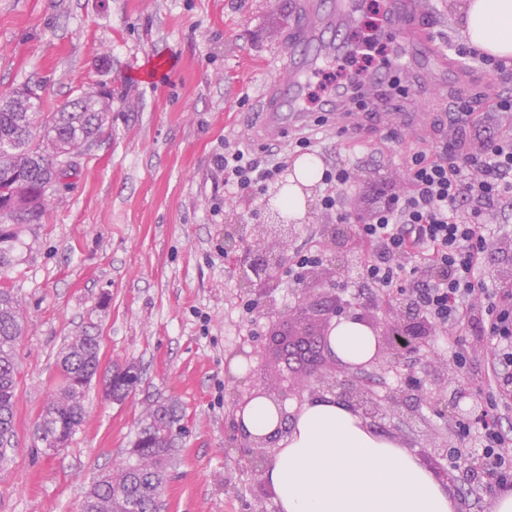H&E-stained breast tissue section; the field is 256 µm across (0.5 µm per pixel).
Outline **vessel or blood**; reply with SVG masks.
Wrapping results in <instances>:
<instances>
[{
    "instance_id": "vessel-or-blood-1",
    "label": "vessel or blood",
    "mask_w": 512,
    "mask_h": 512,
    "mask_svg": "<svg viewBox=\"0 0 512 512\" xmlns=\"http://www.w3.org/2000/svg\"><path fill=\"white\" fill-rule=\"evenodd\" d=\"M361 6V0H298L279 55L289 80L274 81L264 87L261 119L251 127L252 137L278 145L286 130L309 128V84L327 60L354 53V46L339 40L337 33L355 22ZM431 13L430 0H382L376 35L394 44L396 52L382 64L376 77L339 89L321 102L319 109L326 112L331 125L340 129L352 127L365 116L378 117L385 128L398 125L397 113L384 109L389 73L398 68L412 73L413 90H421L430 83L450 84L456 97L470 96L466 68L449 66L446 42L425 24Z\"/></svg>"
}]
</instances>
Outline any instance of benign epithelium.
<instances>
[{"instance_id": "obj_1", "label": "benign epithelium", "mask_w": 512, "mask_h": 512, "mask_svg": "<svg viewBox=\"0 0 512 512\" xmlns=\"http://www.w3.org/2000/svg\"><path fill=\"white\" fill-rule=\"evenodd\" d=\"M279 184L269 190L262 213L255 216L245 214L231 206L224 213V252L232 256L253 255L248 263L238 266L241 287L257 296L267 297L280 287L279 271L291 261L289 242L296 234L300 217L290 218L272 203L282 191ZM356 237L350 224H326L323 227V247L330 256V264L322 262L310 267L299 279L298 305L280 313L269 307L267 314L277 318L274 330L266 337L265 344L249 352L239 354L249 359L261 357L272 351L278 362L273 386L264 370L257 366L249 369L246 379L250 381L247 394L238 387L229 392L233 411L243 410L251 401L262 398L285 413V401L292 396L307 392L312 397L331 395L350 406L365 422H372L380 415V404L364 387L359 375L369 368L393 369L416 351L419 340L430 335V328L420 316L412 312L411 304L399 301L388 306L385 318L377 313V304H349L336 301L325 293L324 283L328 267L342 262L355 248ZM345 316L369 327L375 335L374 355L366 362L354 364L340 359L333 350L330 336L337 318ZM311 330L319 336V355L311 362L296 348L286 345L290 336H301ZM442 376L451 380L449 397L433 400L435 409L452 415L472 414L479 403L472 399L470 383L459 378L454 367L447 362L435 365ZM422 386L405 384L395 387L388 396L389 409L399 415L405 414L409 401ZM283 431L272 434H251L234 425L237 447L248 457L251 470L260 477L272 461L270 449L282 437ZM454 465L458 477L473 482L477 463L468 454L456 452Z\"/></svg>"}]
</instances>
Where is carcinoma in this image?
Here are the masks:
<instances>
[{
    "label": "carcinoma",
    "instance_id": "obj_1",
    "mask_svg": "<svg viewBox=\"0 0 512 512\" xmlns=\"http://www.w3.org/2000/svg\"><path fill=\"white\" fill-rule=\"evenodd\" d=\"M33 111L16 105V94L0 97V274L13 265L19 235L42 223L48 198L65 190L79 157L105 131L110 95L85 92L56 108L43 110L37 90L26 89ZM25 329L17 301L0 288V469L11 460L17 397L16 346ZM100 345L88 333L72 336L60 352L53 396L38 417V441L46 448L67 442L82 425L85 392L98 373ZM133 365L116 369L103 383L118 398L130 392ZM174 404L156 401L145 412L124 470L106 473L85 492L82 512H160V496L175 448Z\"/></svg>",
    "mask_w": 512,
    "mask_h": 512
}]
</instances>
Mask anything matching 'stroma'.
I'll list each match as a JSON object with an SVG mask.
<instances>
[{
    "instance_id": "1",
    "label": "stroma",
    "mask_w": 512,
    "mask_h": 512,
    "mask_svg": "<svg viewBox=\"0 0 512 512\" xmlns=\"http://www.w3.org/2000/svg\"><path fill=\"white\" fill-rule=\"evenodd\" d=\"M296 0H0V94L39 86L47 110L98 86L112 91L109 128L80 159L69 187L55 194L24 235L0 287L12 289L25 317L17 345L16 446L0 471V512H81L86 488L125 459L148 404L174 401L178 454L167 472L161 512H253L256 478L231 445L228 391L242 358L260 346L271 320L240 288L224 255L226 205L252 212L255 198L225 197L214 158L231 140L290 165L305 154L345 164L352 188L340 212L363 222L408 186L415 139L437 150L451 135L449 113L425 91L416 104L396 95L402 115L394 140L358 130L362 146L316 120L311 148L296 133L281 146L248 137L258 124L257 90L280 78L277 57ZM337 212V213H340ZM336 212L316 207L298 225L291 252L320 240ZM98 336L102 371L137 364L141 379L123 401L104 399L102 380L86 392V419L69 443L49 452L34 440L37 418L58 374L68 337ZM408 370L371 375L377 398L408 376L426 392L418 424L384 415L377 429L414 453L466 448L452 417L428 396L446 389L429 373L450 359L432 335Z\"/></svg>"
}]
</instances>
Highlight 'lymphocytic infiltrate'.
<instances>
[{"label":"lymphocytic infiltrate","mask_w":512,"mask_h":512,"mask_svg":"<svg viewBox=\"0 0 512 512\" xmlns=\"http://www.w3.org/2000/svg\"><path fill=\"white\" fill-rule=\"evenodd\" d=\"M461 145L454 138L439 152L414 153L405 194L357 225L356 236L368 250L367 289L405 294L435 331L469 326L489 340L480 376L486 403L456 426L472 439L488 480L505 486L512 483V278L491 273L482 223L493 212L512 215V133L489 134L478 157ZM214 163L228 196L263 188L283 167L274 155L231 144Z\"/></svg>","instance_id":"f902f5d3"}]
</instances>
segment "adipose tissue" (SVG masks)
I'll use <instances>...</instances> for the list:
<instances>
[{"instance_id": "ef3b65f1", "label": "adipose tissue", "mask_w": 512, "mask_h": 512, "mask_svg": "<svg viewBox=\"0 0 512 512\" xmlns=\"http://www.w3.org/2000/svg\"><path fill=\"white\" fill-rule=\"evenodd\" d=\"M457 9L462 41L512 58V0H459ZM373 345L359 322L342 321L335 331V349L346 360H367ZM236 418L252 434L284 431L265 471L280 512H453L449 491L416 454L333 397L309 401L286 420L256 399Z\"/></svg>"}]
</instances>
